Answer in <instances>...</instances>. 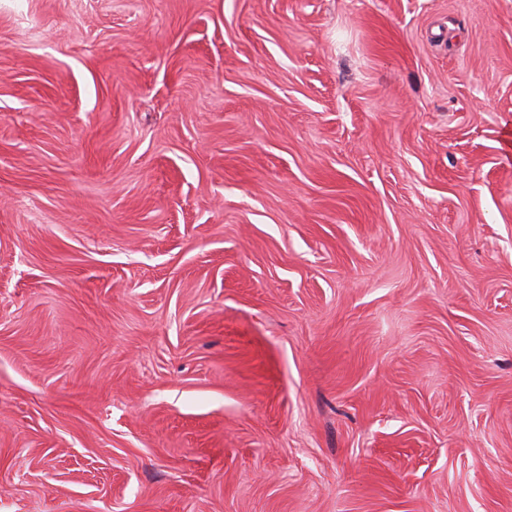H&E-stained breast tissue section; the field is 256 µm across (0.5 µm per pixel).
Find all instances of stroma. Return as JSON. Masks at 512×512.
Instances as JSON below:
<instances>
[{"instance_id":"stroma-1","label":"stroma","mask_w":512,"mask_h":512,"mask_svg":"<svg viewBox=\"0 0 512 512\" xmlns=\"http://www.w3.org/2000/svg\"><path fill=\"white\" fill-rule=\"evenodd\" d=\"M0 512H512V0H0Z\"/></svg>"}]
</instances>
